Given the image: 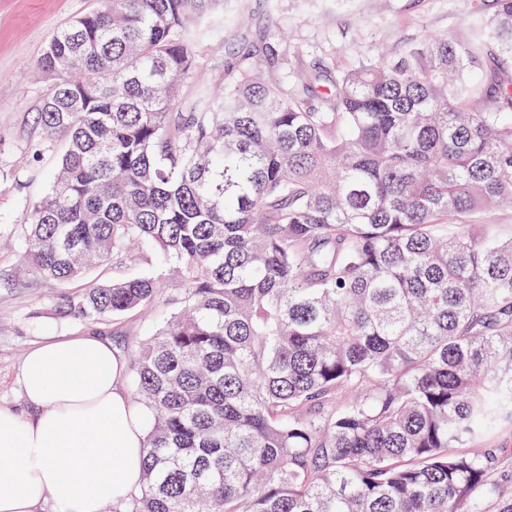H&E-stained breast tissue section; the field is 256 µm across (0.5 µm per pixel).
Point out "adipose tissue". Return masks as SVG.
I'll use <instances>...</instances> for the list:
<instances>
[{
    "label": "adipose tissue",
    "instance_id": "adipose-tissue-1",
    "mask_svg": "<svg viewBox=\"0 0 512 512\" xmlns=\"http://www.w3.org/2000/svg\"><path fill=\"white\" fill-rule=\"evenodd\" d=\"M125 357L92 332L26 355L19 381L35 415L0 410V512H102L142 486L146 412L123 386Z\"/></svg>",
    "mask_w": 512,
    "mask_h": 512
}]
</instances>
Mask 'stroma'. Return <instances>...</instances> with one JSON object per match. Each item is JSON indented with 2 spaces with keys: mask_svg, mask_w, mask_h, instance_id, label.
Masks as SVG:
<instances>
[{
  "mask_svg": "<svg viewBox=\"0 0 512 512\" xmlns=\"http://www.w3.org/2000/svg\"><path fill=\"white\" fill-rule=\"evenodd\" d=\"M99 0H0V409L31 414L19 383L30 348L53 336L85 331L54 304L61 292L27 271L13 237L32 205L48 191L60 149L42 147L36 113L47 85L37 77L44 47L65 22L96 9ZM496 11V0H206L190 24L199 38L197 67L182 78L183 95L218 89L247 56L265 60L276 84L305 77L335 78L365 59L396 55L422 32L471 41L474 23ZM171 313L157 303L152 315L130 312L98 322L126 360ZM493 475L512 497V422L483 442Z\"/></svg>",
  "mask_w": 512,
  "mask_h": 512,
  "instance_id": "obj_1",
  "label": "stroma"
}]
</instances>
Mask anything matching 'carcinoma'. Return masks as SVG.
<instances>
[{"mask_svg": "<svg viewBox=\"0 0 512 512\" xmlns=\"http://www.w3.org/2000/svg\"><path fill=\"white\" fill-rule=\"evenodd\" d=\"M204 0H100L50 38L36 123L65 143L21 262L94 324L173 312L134 360L150 416L127 512H489L512 420V0L329 88L245 58L182 96ZM154 256L168 274L95 267ZM472 224H495V230L504 238L512 235V208L504 207L477 215ZM148 271L160 272L159 265H146V264H127V265H112L107 264L93 269L89 278L98 282H112V280H120L132 276L140 275ZM471 448H492L493 475L504 497H512V422H503L484 441Z\"/></svg>", "mask_w": 512, "mask_h": 512, "instance_id": "carcinoma-1", "label": "carcinoma"}]
</instances>
